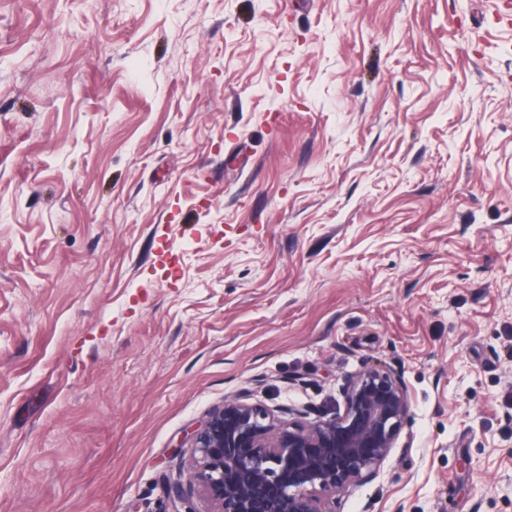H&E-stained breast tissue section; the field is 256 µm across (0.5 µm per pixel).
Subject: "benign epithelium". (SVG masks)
Returning <instances> with one entry per match:
<instances>
[{
    "instance_id": "benign-epithelium-1",
    "label": "benign epithelium",
    "mask_w": 512,
    "mask_h": 512,
    "mask_svg": "<svg viewBox=\"0 0 512 512\" xmlns=\"http://www.w3.org/2000/svg\"><path fill=\"white\" fill-rule=\"evenodd\" d=\"M343 410L302 422L242 393L191 432L184 478L167 483L171 512L197 494L206 512H336L331 495L375 478L410 411L400 377L370 367L340 390Z\"/></svg>"
}]
</instances>
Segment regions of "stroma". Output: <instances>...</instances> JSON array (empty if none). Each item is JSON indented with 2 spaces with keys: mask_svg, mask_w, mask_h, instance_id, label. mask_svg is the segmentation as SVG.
I'll return each mask as SVG.
<instances>
[{
  "mask_svg": "<svg viewBox=\"0 0 512 512\" xmlns=\"http://www.w3.org/2000/svg\"><path fill=\"white\" fill-rule=\"evenodd\" d=\"M375 365L336 512H512L503 0H0V512H166L212 407Z\"/></svg>",
  "mask_w": 512,
  "mask_h": 512,
  "instance_id": "1",
  "label": "stroma"
}]
</instances>
